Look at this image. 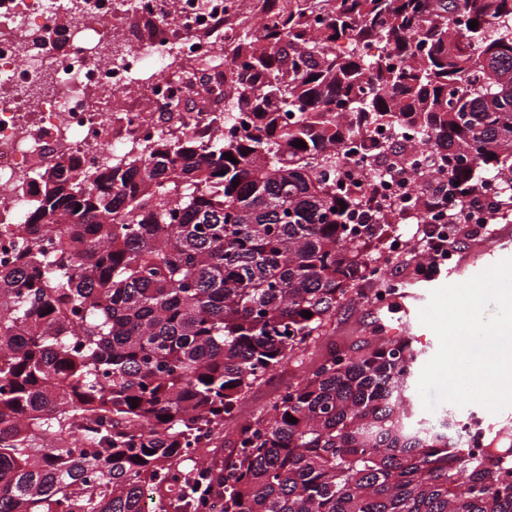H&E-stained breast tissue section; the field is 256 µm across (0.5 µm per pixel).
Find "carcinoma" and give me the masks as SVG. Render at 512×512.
Listing matches in <instances>:
<instances>
[{"label":"carcinoma","instance_id":"carcinoma-1","mask_svg":"<svg viewBox=\"0 0 512 512\" xmlns=\"http://www.w3.org/2000/svg\"><path fill=\"white\" fill-rule=\"evenodd\" d=\"M323 2L221 38L241 134L35 171L0 268V512H197L201 487L220 512H512L502 451L414 418L406 336L328 344L223 461L185 468L318 335L387 221L422 222L369 174L338 189L341 145L405 126L433 149L411 179L437 213L485 201L487 176L512 205V0ZM210 65L168 62L180 81ZM409 152L374 140L366 158L403 174Z\"/></svg>","mask_w":512,"mask_h":512}]
</instances>
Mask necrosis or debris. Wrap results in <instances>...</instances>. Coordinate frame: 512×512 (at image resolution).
I'll use <instances>...</instances> for the list:
<instances>
[{
  "mask_svg": "<svg viewBox=\"0 0 512 512\" xmlns=\"http://www.w3.org/2000/svg\"><path fill=\"white\" fill-rule=\"evenodd\" d=\"M139 17L155 21L117 58L99 48L123 36ZM239 0H0V224H19L38 193L35 165L77 155L82 168L106 153L152 140L166 125L155 111L177 82L163 77L170 51L197 60L216 55L217 23L237 26ZM155 72L136 102L106 112L103 97L121 93L143 66ZM244 114L210 103L193 113L201 137L240 133Z\"/></svg>",
  "mask_w": 512,
  "mask_h": 512,
  "instance_id": "necrosis-or-debris-1",
  "label": "necrosis or debris"
}]
</instances>
